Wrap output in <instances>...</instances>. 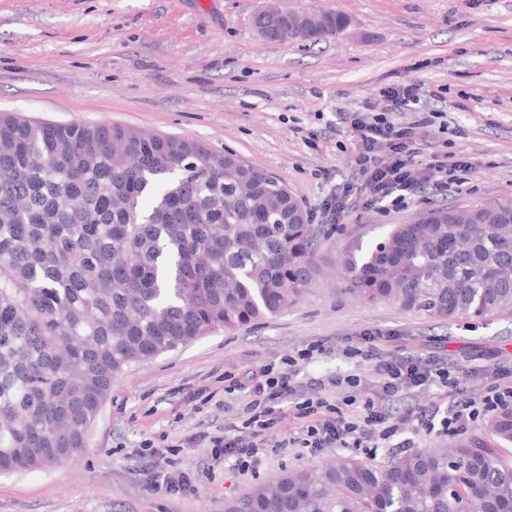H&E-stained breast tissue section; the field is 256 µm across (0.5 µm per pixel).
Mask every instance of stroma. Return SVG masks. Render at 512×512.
Instances as JSON below:
<instances>
[{"label":"stroma","mask_w":512,"mask_h":512,"mask_svg":"<svg viewBox=\"0 0 512 512\" xmlns=\"http://www.w3.org/2000/svg\"><path fill=\"white\" fill-rule=\"evenodd\" d=\"M267 0H0V112L56 123L115 122L193 138L232 152L275 178L318 230L319 272L311 291L278 316L235 333L217 332L125 369L112 386L75 461L0 472V512H224V502L272 476L318 466L341 454L375 463L392 452L288 448L250 471L215 457L207 434L241 423L244 402L224 378L296 355L312 342L326 351L305 367L311 377L359 375L330 393L338 405L375 389L371 360L345 358L367 331L385 356L436 360L462 370V391L436 385L404 389L399 413L479 396L493 361H512V314L440 322L390 303L367 304L337 291L345 247L370 244L393 224L426 211L512 198V0H283L294 11L338 10L349 24L310 44L265 40L254 26ZM412 80L444 87L441 107L461 134L416 135L424 153L444 147L476 158L469 189L448 199L420 198L405 210L353 209L339 224L320 206L350 180L352 140L344 113L379 89ZM467 109H457L462 95ZM191 447H184L187 438ZM172 446L168 459L195 491H155L144 440Z\"/></svg>","instance_id":"35a3bbf8"}]
</instances>
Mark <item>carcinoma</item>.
Segmentation results:
<instances>
[{"mask_svg": "<svg viewBox=\"0 0 512 512\" xmlns=\"http://www.w3.org/2000/svg\"><path fill=\"white\" fill-rule=\"evenodd\" d=\"M322 20L314 42L347 27L338 12ZM314 241L288 189L201 141L1 112L0 470L83 454L127 366L299 301ZM342 270L357 298L441 321L512 312V198L393 224ZM492 430L512 444V408ZM224 512H512V460L480 433L386 464L339 456Z\"/></svg>", "mask_w": 512, "mask_h": 512, "instance_id": "carcinoma-1", "label": "carcinoma"}]
</instances>
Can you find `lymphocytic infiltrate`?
<instances>
[{
    "instance_id": "f902f5d3",
    "label": "lymphocytic infiltrate",
    "mask_w": 512,
    "mask_h": 512,
    "mask_svg": "<svg viewBox=\"0 0 512 512\" xmlns=\"http://www.w3.org/2000/svg\"><path fill=\"white\" fill-rule=\"evenodd\" d=\"M378 102L362 110L349 112L345 122L349 128L354 151L351 168L364 185V199L349 192L332 195L322 203L323 214L334 224L358 204H387L394 209L408 208L415 197L424 192L445 196L463 192L470 175L478 168L475 158L463 153L440 152L420 158L416 133L419 128L433 127L447 133L444 110L435 103L442 98L441 90L424 91L421 85L402 81L381 88ZM387 145L388 160L376 157L379 145ZM383 334L365 332L359 347L347 346V357L363 356L375 360L376 388L358 411L348 413L330 403V387L347 384L357 386L359 376L346 379H311L310 396L297 394L299 362H307L323 354L322 344L314 343L287 360L286 369L269 364L252 372L245 379L226 385L225 393L240 392L246 398L245 418L241 425L225 426L222 433L210 436L209 443L218 457L232 459L241 470L254 467L266 453L284 448H305L315 453L325 448H382L409 423H417L426 432L441 429L456 433L467 429L471 421L512 407V367L500 366L497 381L477 398H465L445 409H433L420 415L407 413L391 417L385 403L403 387L437 384L454 388L459 378L452 371L433 368L415 358L385 359L377 348ZM292 408L296 418L303 420L301 433L281 437L272 429L285 408Z\"/></svg>"
}]
</instances>
